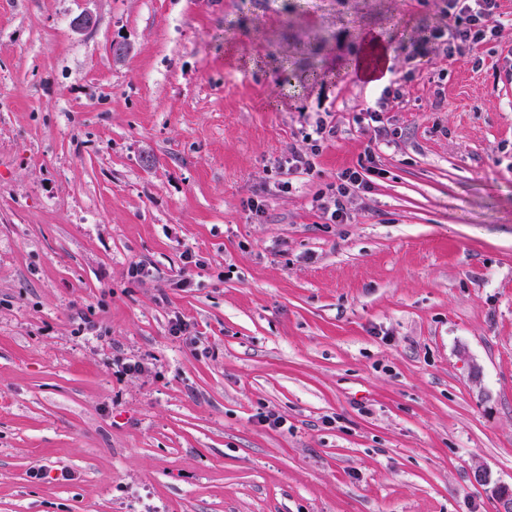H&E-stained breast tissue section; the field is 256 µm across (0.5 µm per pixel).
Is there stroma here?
<instances>
[{
  "mask_svg": "<svg viewBox=\"0 0 512 512\" xmlns=\"http://www.w3.org/2000/svg\"><path fill=\"white\" fill-rule=\"evenodd\" d=\"M501 13L450 58L446 0H0V512H498L473 474L512 485ZM365 30L390 96L350 68ZM368 152L327 223L314 195ZM314 132L319 138H316L314 140L315 144L311 145L310 155L308 153L297 155L295 154L292 155L291 157H288V160H286L282 164V167L288 171V174L294 173L299 170H310L313 164L310 158L313 156H317V152L320 147V144L317 143L324 139V135L326 134V132L328 136H332L333 134H335V130L333 129V127H330L327 130V126L321 120L316 122V128Z\"/></svg>",
  "mask_w": 512,
  "mask_h": 512,
  "instance_id": "1",
  "label": "stroma"
}]
</instances>
